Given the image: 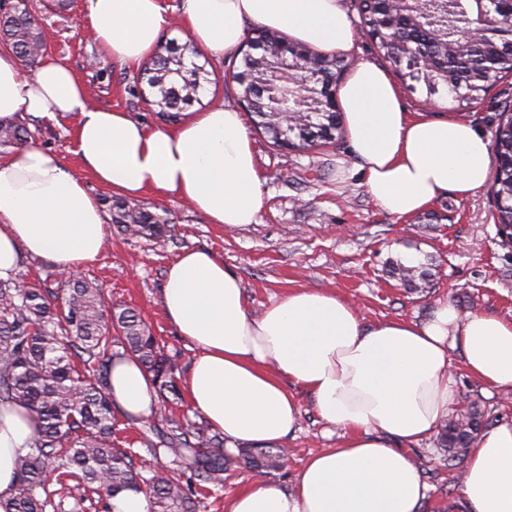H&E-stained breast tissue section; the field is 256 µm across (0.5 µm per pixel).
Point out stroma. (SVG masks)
<instances>
[{
	"instance_id": "1",
	"label": "stroma",
	"mask_w": 512,
	"mask_h": 512,
	"mask_svg": "<svg viewBox=\"0 0 512 512\" xmlns=\"http://www.w3.org/2000/svg\"><path fill=\"white\" fill-rule=\"evenodd\" d=\"M41 23L44 53L66 64L89 87L96 105L117 107L144 124L160 119L139 97L136 70L101 54L88 29L86 0H27ZM512 100V74L504 76L480 103L472 105L468 121L491 134L503 102ZM74 118H45L34 125L35 142L50 150L83 181L91 195L105 188L72 152ZM258 168L264 178V206L257 223L226 228L208 219L187 202L153 195L139 202L168 215L173 224L167 239L149 241L109 230L95 262L82 274L102 287L108 305L142 313L154 336L176 360L178 379H185L196 356L177 336L162 310L161 289L168 264L183 250L204 248L220 257L241 279L252 312H261L273 299L295 288L335 291L352 301L367 324L389 319L425 320L438 303L451 302L465 312L512 316V243H505L493 219L489 190L468 198L445 195L421 213L396 218L371 199L360 177L338 175L347 140L297 154L273 147L258 131L250 133ZM432 261L429 291L412 293L387 273L390 261L404 255ZM458 405L478 401L489 425L512 417V395L493 393L471 378L461 356L453 358ZM299 428L285 438L290 461L267 478L291 488L306 458L334 447L338 429H327L315 399L297 390ZM153 417L139 421L121 413L112 418L118 447L133 449L144 474L169 470L182 484H193L199 512H224V504L242 489L246 476L230 465L221 486L197 485L187 467L171 465L168 456H153L140 437ZM408 454L428 487L418 512H445L459 502L461 480L446 468L435 438L411 445Z\"/></svg>"
}]
</instances>
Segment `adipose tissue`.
<instances>
[{
	"label": "adipose tissue",
	"instance_id": "ef3b65f1",
	"mask_svg": "<svg viewBox=\"0 0 512 512\" xmlns=\"http://www.w3.org/2000/svg\"><path fill=\"white\" fill-rule=\"evenodd\" d=\"M86 12L101 50L131 68L175 17L182 37L213 58L237 51L247 22L326 53L355 45L346 0H180L175 9L165 0H86ZM336 96L362 184L387 214L412 216L445 193L467 198L487 187L489 139L468 122L407 112L377 64L359 63ZM25 115L75 117L73 153L116 193L176 197L214 224L258 221L261 175L246 118L231 105L148 126L90 105L63 63L44 60L28 75L0 48V122ZM107 234L99 202L56 153L33 144L0 161V278L14 275L25 255L79 272ZM161 303L197 351L185 382L191 405L223 432L229 452L280 446L299 423L298 387L340 432L336 447L303 463L291 489L249 478L225 512H418L427 486L405 447L434 434L455 405L453 352L485 389L512 385V317L449 302L423 321L369 326L335 292L296 288L256 316L238 275L197 249L170 263ZM110 384L123 413L152 414L156 391L137 360L116 359ZM35 435L25 407L0 405V500L11 497L16 457ZM459 498L462 512H512V420L480 434Z\"/></svg>",
	"mask_w": 512,
	"mask_h": 512
}]
</instances>
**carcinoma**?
<instances>
[{
	"label": "carcinoma",
	"instance_id": "carcinoma-1",
	"mask_svg": "<svg viewBox=\"0 0 512 512\" xmlns=\"http://www.w3.org/2000/svg\"><path fill=\"white\" fill-rule=\"evenodd\" d=\"M358 25L371 36L384 28L404 40L431 43L441 64L410 67L392 40L375 39L377 52L413 92L425 97L444 96L460 106L484 99L493 85L494 67L505 76L512 72V49L501 43L465 56L456 54L459 41L476 21L470 0H419L411 22L400 21L397 0H351ZM258 46L253 55L241 54L233 66V81L240 87L239 98L254 83L264 80L265 70L256 62L288 50L298 59L299 77L311 84L336 78L346 68L343 56L300 46L284 33L254 29ZM0 44L9 47L21 62H34L45 49L42 30L27 7L26 0L0 4ZM194 45L171 38L157 45L150 62L138 78L143 100L157 115L170 123L179 122L184 112L200 102L211 83L206 64ZM268 97L253 96L247 112L255 127L275 147L285 135L272 113ZM294 110V128L289 149L305 152L343 138L341 112L327 110L309 116L306 106L284 100ZM31 118L0 125V149L29 144ZM495 167L490 175V192L496 202V224L512 226V106L499 113L493 134ZM99 202L111 223L124 234L160 239L169 232V220L139 204L104 194ZM392 276L412 290L429 284L431 268L420 264H394ZM119 356L136 359L152 375L161 399L159 407L181 399L175 372L177 365L160 346L141 315L132 309L105 305L100 286L83 277L56 282L51 276L34 285L19 277L0 278V404H20L37 422V437L29 450L17 456L15 493L0 501V512H46L52 493L46 490L50 473L68 478L61 485L68 497L85 500L100 491L111 499L127 487L136 486L149 494L152 512H197V500L190 489L170 477L156 473L147 478L135 467L133 454L112 441V400L110 376ZM165 421L153 426L157 441L145 438L154 452H164L173 461L187 462L194 478L207 484L223 481L230 459L224 451V434L201 426H186L158 411ZM484 414L477 403L470 404L465 418L451 416L439 430L442 460L450 469L463 462L482 428ZM283 461L281 448L249 449L239 463L251 472L275 469ZM44 490L39 495L37 490Z\"/></svg>",
	"mask_w": 512,
	"mask_h": 512
}]
</instances>
